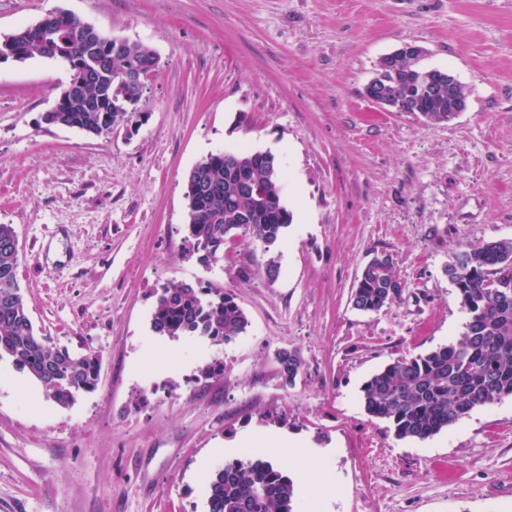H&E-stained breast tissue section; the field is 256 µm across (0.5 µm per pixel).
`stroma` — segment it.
<instances>
[{"mask_svg":"<svg viewBox=\"0 0 512 512\" xmlns=\"http://www.w3.org/2000/svg\"><path fill=\"white\" fill-rule=\"evenodd\" d=\"M54 10L160 65L138 104L147 119L94 137L43 119L65 63H0V224L18 238L29 317L102 364L98 387L62 407L0 360V512H207L203 485L229 460L258 451L293 472L280 433L338 487L296 491L294 512H512V398L400 440L361 393L394 360L459 338L449 253L512 239V0H0V35ZM406 43L465 86L456 119L364 97ZM240 149L277 157L293 220L271 249L230 239L206 268L184 242L186 178ZM382 254L400 297L353 309ZM178 281L233 293L246 334L154 333L153 293ZM283 348L304 363L292 387ZM207 352L222 376L201 375Z\"/></svg>","mask_w":512,"mask_h":512,"instance_id":"obj_1","label":"stroma"}]
</instances>
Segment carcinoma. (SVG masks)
<instances>
[{
	"mask_svg": "<svg viewBox=\"0 0 512 512\" xmlns=\"http://www.w3.org/2000/svg\"><path fill=\"white\" fill-rule=\"evenodd\" d=\"M84 21L73 15L66 23L49 25L34 39L22 27L15 42L27 58L62 60L73 67ZM154 54L131 44L126 54L112 58V97L98 104L89 97L69 101L68 111L53 112L49 120L87 134L112 132L118 119L137 114L139 88L119 81V73ZM372 90L433 124L448 123V80L436 69L402 59L395 72L377 69ZM211 189L188 204L185 241L188 254L209 267L224 256L226 240L246 229L265 248L276 245L292 223L280 195L281 168L265 164L255 150L211 153L200 160ZM19 248L15 231L0 224V359L41 383L47 398L71 405L80 392L97 388L101 361L86 349L74 355L48 336L35 333L18 279ZM444 273L457 291L465 315L461 337L454 343L411 358H400L373 374L362 387L364 410L388 422L397 438L426 440L476 408L512 398V239L459 249L450 255ZM402 285L392 259L374 257L352 289V307L380 310L398 298ZM152 330L160 336H204L215 344L245 334L249 320L233 294L222 286L171 282L154 292ZM280 376L292 385L303 361L298 351L278 353ZM294 485L284 467L268 457L236 458L210 476L209 512H293Z\"/></svg>",
	"mask_w": 512,
	"mask_h": 512,
	"instance_id": "carcinoma-1",
	"label": "carcinoma"
}]
</instances>
